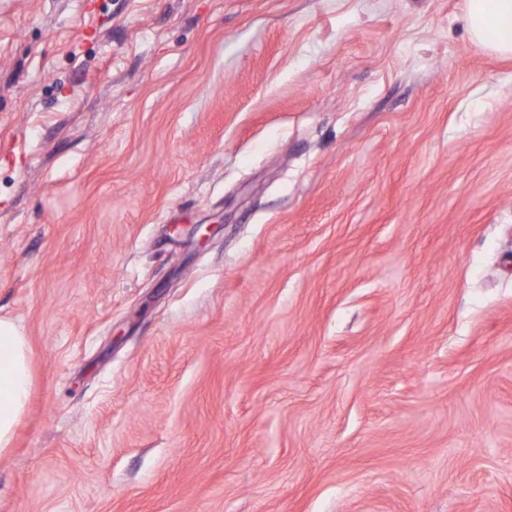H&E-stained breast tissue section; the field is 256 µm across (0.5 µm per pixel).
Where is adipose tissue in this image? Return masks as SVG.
I'll list each match as a JSON object with an SVG mask.
<instances>
[{"label":"adipose tissue","instance_id":"obj_1","mask_svg":"<svg viewBox=\"0 0 512 512\" xmlns=\"http://www.w3.org/2000/svg\"><path fill=\"white\" fill-rule=\"evenodd\" d=\"M471 38L487 51L512 56V0H465ZM33 386L27 336L13 319L0 316V456L13 446Z\"/></svg>","mask_w":512,"mask_h":512}]
</instances>
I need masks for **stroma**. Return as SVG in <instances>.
<instances>
[{"label": "stroma", "instance_id": "1", "mask_svg": "<svg viewBox=\"0 0 512 512\" xmlns=\"http://www.w3.org/2000/svg\"><path fill=\"white\" fill-rule=\"evenodd\" d=\"M0 316V512H512V59L464 0H0ZM33 386L32 354L27 336L13 319L0 316V456L13 447Z\"/></svg>", "mask_w": 512, "mask_h": 512}]
</instances>
